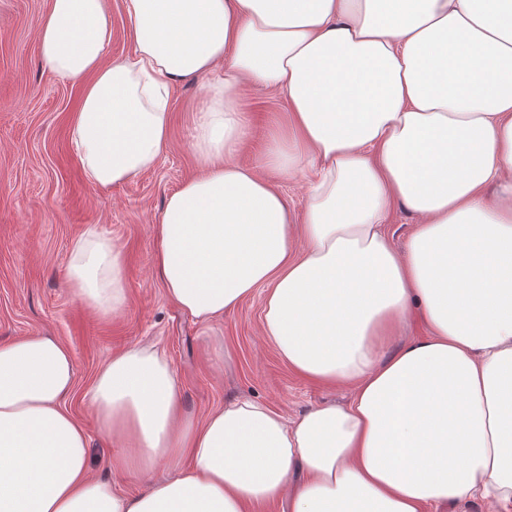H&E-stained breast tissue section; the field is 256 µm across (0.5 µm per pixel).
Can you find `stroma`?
Returning a JSON list of instances; mask_svg holds the SVG:
<instances>
[{
  "mask_svg": "<svg viewBox=\"0 0 512 512\" xmlns=\"http://www.w3.org/2000/svg\"><path fill=\"white\" fill-rule=\"evenodd\" d=\"M49 0H0V342L31 335L58 337L75 359L67 409L89 438L93 477L114 479L124 494L148 490L166 476L163 464L113 477L117 445L106 439L88 402L101 368L128 348L153 346L176 373L185 411L202 420L237 399L267 403L295 418L351 391L304 378L262 335L264 289L223 319L204 324L165 295L152 256L154 224L167 198L197 174L193 117L204 99L203 81L172 89L170 136L155 168L108 190L86 181L74 155L69 118L82 84L62 81L40 61L36 27ZM239 102L251 136L238 162L261 161L270 113L287 108L284 96L243 87ZM121 246L125 303L117 313L84 306L67 283L72 241L88 226Z\"/></svg>",
  "mask_w": 512,
  "mask_h": 512,
  "instance_id": "1",
  "label": "stroma"
}]
</instances>
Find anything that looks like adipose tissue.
Listing matches in <instances>:
<instances>
[{"instance_id": "obj_1", "label": "adipose tissue", "mask_w": 512, "mask_h": 512, "mask_svg": "<svg viewBox=\"0 0 512 512\" xmlns=\"http://www.w3.org/2000/svg\"><path fill=\"white\" fill-rule=\"evenodd\" d=\"M132 54L110 59L106 0H50L44 68L80 79L71 142L107 189L155 167L172 86L206 82L191 147L200 171L154 227L166 294L203 323L264 289L262 331L299 374L350 401L291 420L242 400L195 422L163 353L113 356L90 392L115 476L172 477L119 493L91 477L66 402L70 349L0 343V512H512V0H123ZM285 95L262 164L302 180L301 233L282 194L237 162L243 86ZM500 182L496 196L486 194ZM421 218L405 251L395 205ZM73 295L125 303L124 256L87 229ZM420 319L426 335L393 345ZM191 465H183L184 456ZM418 222V216L402 205L392 210L385 231L397 251H405L407 240ZM168 475L163 464L159 463L153 467L142 468L139 473L114 477L115 487L120 493L137 494L148 490L152 482L162 479Z\"/></svg>"}]
</instances>
